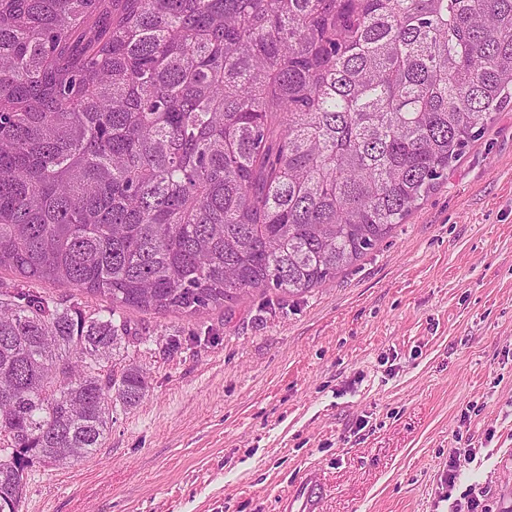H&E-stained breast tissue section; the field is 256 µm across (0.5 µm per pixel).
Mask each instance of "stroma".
Wrapping results in <instances>:
<instances>
[{"label": "stroma", "instance_id": "stroma-1", "mask_svg": "<svg viewBox=\"0 0 512 512\" xmlns=\"http://www.w3.org/2000/svg\"><path fill=\"white\" fill-rule=\"evenodd\" d=\"M115 318L148 388L22 512H282L309 470L320 512H512V111L328 285Z\"/></svg>", "mask_w": 512, "mask_h": 512}]
</instances>
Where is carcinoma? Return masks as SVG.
<instances>
[{"label": "carcinoma", "mask_w": 512, "mask_h": 512, "mask_svg": "<svg viewBox=\"0 0 512 512\" xmlns=\"http://www.w3.org/2000/svg\"><path fill=\"white\" fill-rule=\"evenodd\" d=\"M512 105V0H0V271L144 313L302 294ZM112 309L0 288V512L146 381Z\"/></svg>", "instance_id": "1"}]
</instances>
